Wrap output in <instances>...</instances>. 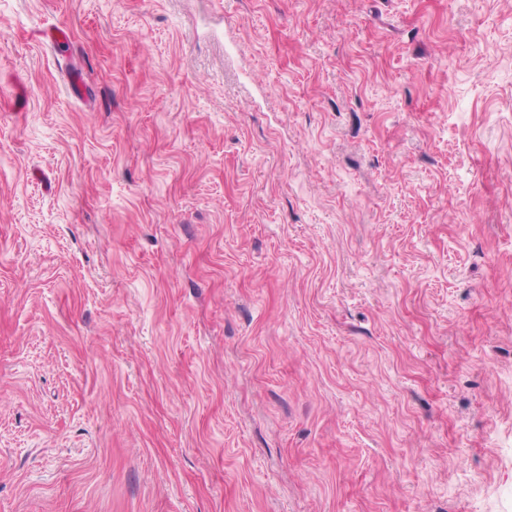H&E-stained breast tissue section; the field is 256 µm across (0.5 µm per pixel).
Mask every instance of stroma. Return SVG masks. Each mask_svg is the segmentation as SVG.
I'll return each instance as SVG.
<instances>
[{
  "label": "stroma",
  "mask_w": 512,
  "mask_h": 512,
  "mask_svg": "<svg viewBox=\"0 0 512 512\" xmlns=\"http://www.w3.org/2000/svg\"><path fill=\"white\" fill-rule=\"evenodd\" d=\"M0 512H512V0H0Z\"/></svg>",
  "instance_id": "1"
}]
</instances>
